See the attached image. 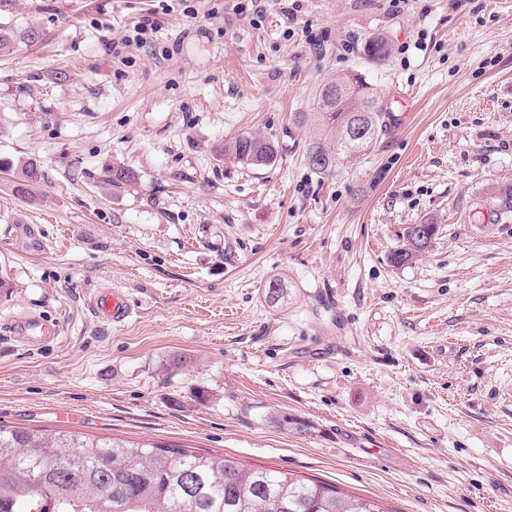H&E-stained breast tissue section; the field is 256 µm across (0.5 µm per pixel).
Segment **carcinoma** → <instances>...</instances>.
Segmentation results:
<instances>
[{
	"instance_id": "cac0c4a2",
	"label": "carcinoma",
	"mask_w": 512,
	"mask_h": 512,
	"mask_svg": "<svg viewBox=\"0 0 512 512\" xmlns=\"http://www.w3.org/2000/svg\"><path fill=\"white\" fill-rule=\"evenodd\" d=\"M35 28L16 33L0 26V54L18 41L36 43ZM323 134L308 144L306 160L324 173L353 164L372 148L384 126L382 108L368 84L343 74L324 84L314 100ZM231 164L272 167L278 145L241 134L216 148ZM0 171L14 172L13 189L32 193L43 177L36 159L15 165L0 156ZM128 166L115 163L102 181L124 188L135 181ZM481 207L512 212V184L485 197ZM409 232L389 254L400 267L417 257ZM0 512H379L363 498L336 486L296 480L273 469H246L226 458L162 446H129L112 438L73 432L38 433L0 425Z\"/></svg>"
}]
</instances>
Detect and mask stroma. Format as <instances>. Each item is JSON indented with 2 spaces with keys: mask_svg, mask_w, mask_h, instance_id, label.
<instances>
[{
  "mask_svg": "<svg viewBox=\"0 0 512 512\" xmlns=\"http://www.w3.org/2000/svg\"><path fill=\"white\" fill-rule=\"evenodd\" d=\"M0 25L43 34L0 56V155L44 173L28 198L0 173L1 424L224 456L380 512H512V213L476 216L512 183V0H0ZM341 73L385 128L317 174L292 115ZM241 133L277 163L218 157ZM115 162L137 175L118 192ZM107 288L128 323L91 311ZM30 316L57 335L20 342ZM407 228L408 227L404 229L402 234V243L389 254V261L395 267H400L412 262V260L417 257L419 251V246L409 234ZM89 304L98 318L113 325L126 322L134 313L131 300L123 291L116 289H104L93 293Z\"/></svg>",
  "mask_w": 512,
  "mask_h": 512,
  "instance_id": "1",
  "label": "stroma"
}]
</instances>
